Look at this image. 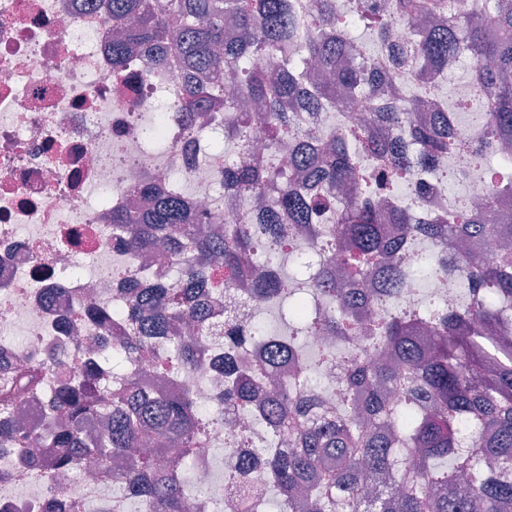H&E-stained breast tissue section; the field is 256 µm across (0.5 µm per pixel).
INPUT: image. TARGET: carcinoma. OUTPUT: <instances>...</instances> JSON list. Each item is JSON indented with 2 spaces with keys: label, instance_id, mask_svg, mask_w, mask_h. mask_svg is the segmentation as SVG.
Masks as SVG:
<instances>
[{
  "label": "carcinoma",
  "instance_id": "cac0c4a2",
  "mask_svg": "<svg viewBox=\"0 0 512 512\" xmlns=\"http://www.w3.org/2000/svg\"><path fill=\"white\" fill-rule=\"evenodd\" d=\"M485 13L473 0L472 15L482 22L417 32L390 47L391 63L366 57L363 42L350 30L361 23L383 35L398 20L423 11L444 14L448 0H309L300 11L294 0H110L112 20L136 19L122 39L112 41V68L123 71L127 58L140 48L175 55L183 76L179 100L184 112L224 110V72L234 71L238 95L265 104L262 113L240 112L224 125V138L249 153L251 132L258 128L270 148L302 136V124L317 122L320 109L345 111L347 100L369 94L376 105L364 123L345 120L328 138L315 137L294 156V171L307 185L298 189L277 169L271 154L263 164H241L224 171V186L238 197H265L277 189L259 224H237L227 234L198 232L195 215L175 194L158 193L145 211L112 212V238L130 252L144 253L158 241L178 268L175 286L127 288L123 305L131 334L103 347L105 374L115 382L93 385L89 379L59 368L54 354L17 368L0 361V450L14 448L20 465L38 469L30 448L33 438L57 449L55 466L69 470L85 460L105 469L112 461L124 469L113 482L147 500L148 512H187L189 500L182 479L161 461L187 458L208 443L224 413L199 407L189 389L174 382L194 369L214 345L234 349L254 339L264 346L263 364L277 390L256 398L258 369L223 361L224 403L253 414L288 447L259 461L238 457L224 471V480L246 488L247 474L262 467L288 512H512V253L489 262L458 245L477 244L499 234H512V212L499 210L512 197V177L503 173L509 161L499 160L492 172L496 194L485 207L451 204L435 222L415 219L418 194L389 210L402 235L391 238L379 223L369 196L377 189L355 178L360 161L381 162L397 182H418L436 173L439 156L470 153L468 141L448 125V109L433 104L434 117L410 135L416 151L402 156L391 132L408 126L403 89L397 75L405 63L427 58L437 73L448 71L461 56L471 61L475 98L489 114L488 135L512 143V0H487ZM231 19L237 39L224 35ZM262 57L270 72L256 71L252 59ZM474 153V152H472ZM482 155L474 153L480 166ZM356 186L352 199L336 207L335 190ZM499 210L496 223L487 212ZM330 225L327 252L336 262L305 281L312 294L340 308L310 313L295 299L292 313L303 327L289 336H252L245 324L224 321L218 328L198 294H219L249 274L247 291L277 299L282 281L254 263L277 267L294 247L297 226L315 220ZM425 238L435 249L434 272L463 266L467 303L448 311L411 312L395 307L394 297L412 278L401 258L415 240ZM220 255L224 273H208L207 259ZM379 304L378 317L368 321L360 309ZM189 320L190 336H176L175 325ZM329 334L355 344L327 351L319 368L342 366L329 385L340 406L332 421L313 424L308 415L316 401L300 390L313 382L311 365L300 356L310 334ZM137 359L151 362L171 381L149 388L136 376L114 374L115 365ZM402 393L394 409L390 390ZM151 453L134 455V448Z\"/></svg>",
  "mask_w": 512,
  "mask_h": 512
}]
</instances>
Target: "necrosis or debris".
<instances>
[{
	"label": "necrosis or debris",
	"instance_id": "4bbe7bcc",
	"mask_svg": "<svg viewBox=\"0 0 512 512\" xmlns=\"http://www.w3.org/2000/svg\"><path fill=\"white\" fill-rule=\"evenodd\" d=\"M80 0H0V355L25 364L54 348L62 323L96 335L84 319L85 299L114 304L129 280L147 273V285L172 284L163 259L148 260L112 242V213L136 212L148 199L130 185L149 181L184 195L209 230L256 224L251 201L226 209L215 187L224 178V155L213 144L224 135L212 116L185 120L171 107L179 66L141 52L131 56L127 83L112 80V14L107 0L83 8ZM438 169L453 173L472 204L490 196L485 173L460 156L445 155ZM462 271L435 277L428 291L409 283L400 308H423L426 299L455 308L465 301ZM57 294L54 307L43 294ZM218 309L267 328L278 302L226 291ZM203 407L223 390L218 358L210 356L182 374ZM232 445L228 427H217L190 462L194 494L189 512H241L238 487L211 465L214 449ZM10 469L0 484V506L36 512L61 489L69 512L96 503L119 512L122 495L112 481L86 467L55 476L52 467L30 470L0 458Z\"/></svg>",
	"mask_w": 512,
	"mask_h": 512
}]
</instances>
